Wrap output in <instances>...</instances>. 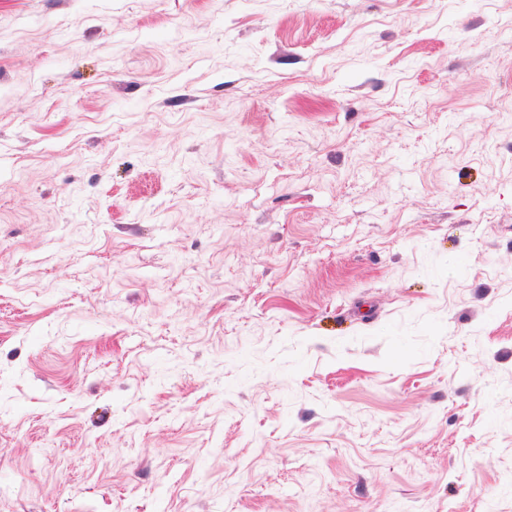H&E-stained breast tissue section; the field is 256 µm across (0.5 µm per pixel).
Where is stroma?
<instances>
[{"label": "stroma", "mask_w": 512, "mask_h": 512, "mask_svg": "<svg viewBox=\"0 0 512 512\" xmlns=\"http://www.w3.org/2000/svg\"><path fill=\"white\" fill-rule=\"evenodd\" d=\"M0 512H512V0H0Z\"/></svg>", "instance_id": "stroma-1"}]
</instances>
